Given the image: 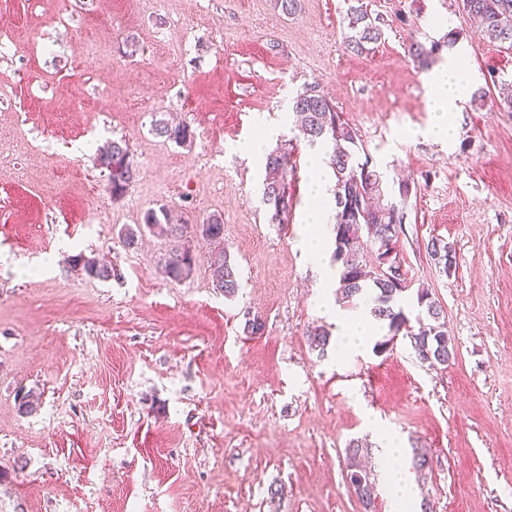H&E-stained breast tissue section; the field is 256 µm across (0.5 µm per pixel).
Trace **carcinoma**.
<instances>
[{
    "label": "carcinoma",
    "instance_id": "cac0c4a2",
    "mask_svg": "<svg viewBox=\"0 0 512 512\" xmlns=\"http://www.w3.org/2000/svg\"><path fill=\"white\" fill-rule=\"evenodd\" d=\"M463 9L470 21L490 42L498 43L512 51V0H462ZM345 49L354 54L368 53L382 40L383 30L367 11L356 9L348 15ZM460 32L450 30L441 41L426 44L410 39L407 50L414 63L421 68L429 65L443 48L451 49L459 41ZM291 111L296 118L300 134L311 145L319 146L329 158L328 164L335 176L334 214V259L336 270V295L345 302L369 292L371 293V314L376 321L388 329L387 338L378 341L373 351L384 353L392 346L398 335L409 338L411 347L419 360L431 366L448 365L456 359L455 340L449 335L445 312L439 301L427 291L416 294L419 314L417 326L410 325V319L402 302L406 291L400 288L398 278L386 271H379L364 257V241L372 246L383 242L398 243L401 224L405 222L404 207L411 193L407 182L398 184L399 202L387 198L382 175L371 167V161L359 162L355 158L357 133L346 122L333 102L317 84H309L292 100ZM155 134L176 144L185 145L191 141L192 133L185 124H171L165 119L154 123ZM99 164L108 171L109 189L112 198L119 199L136 177V167L126 143L112 142L98 154ZM265 175L262 199L269 208V222L280 224L287 218L291 208L288 199V178L293 175L290 151L280 146L265 156ZM143 226L149 232L161 236L181 238L188 233V225L171 222L168 211L148 210ZM197 233L215 244L209 255L210 266L216 273L215 287L232 297L239 288L236 267L224 249V222L213 218L204 224L195 225ZM425 251L441 272L448 274L458 265L455 249L440 238H431ZM73 268L90 278L107 281L114 269L101 263L94 256L82 252L69 257ZM194 256L188 247L170 252L164 260V274L174 282L189 278ZM367 448L358 440L349 441L346 451V470L354 493L361 499L364 508H372V498L365 485L373 473L358 464Z\"/></svg>",
    "mask_w": 512,
    "mask_h": 512
}]
</instances>
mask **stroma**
<instances>
[{
	"label": "stroma",
	"instance_id": "1",
	"mask_svg": "<svg viewBox=\"0 0 512 512\" xmlns=\"http://www.w3.org/2000/svg\"><path fill=\"white\" fill-rule=\"evenodd\" d=\"M361 6L384 36L343 44ZM461 33L440 61L467 56L468 93L443 143L410 35ZM316 83L358 134L389 195L412 193L398 249L412 288L446 312L459 356L420 363L408 338L339 358L311 330V259L297 246L312 206L316 148L292 99ZM512 51L485 40L461 0H0V512H365L346 478L350 440L367 444L375 512H390L382 431L434 512H512ZM188 125L191 142L154 120ZM291 144V209L273 224L264 162L248 144ZM126 141L137 176L121 199L97 151ZM167 207L181 223L224 222L241 288L213 283L212 243L191 237L189 278L161 266L176 239L120 232ZM433 237L459 259L444 274ZM85 253L115 271L73 270ZM261 315V334L245 322ZM41 405L17 411V395ZM154 131L157 136L180 145L189 143L192 137V133L187 125H173L165 119H158L155 121ZM425 251L435 265L444 274L455 271L458 265L455 249L440 238H431L425 245Z\"/></svg>",
	"mask_w": 512,
	"mask_h": 512
}]
</instances>
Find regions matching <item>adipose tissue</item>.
I'll return each instance as SVG.
<instances>
[{"label": "adipose tissue", "instance_id": "1", "mask_svg": "<svg viewBox=\"0 0 512 512\" xmlns=\"http://www.w3.org/2000/svg\"><path fill=\"white\" fill-rule=\"evenodd\" d=\"M429 85V110L433 117L423 134L442 142L452 141L456 136V127L450 117L456 112L457 104L467 89L461 62L450 60L441 64L432 73ZM323 313L336 324L341 353L357 350L372 333L373 323L366 309L347 314L327 301L323 304ZM380 441L389 462L384 479L391 512H408L409 505L415 501V492L410 479L393 464L396 454L402 449V441L394 434L381 435Z\"/></svg>", "mask_w": 512, "mask_h": 512}]
</instances>
